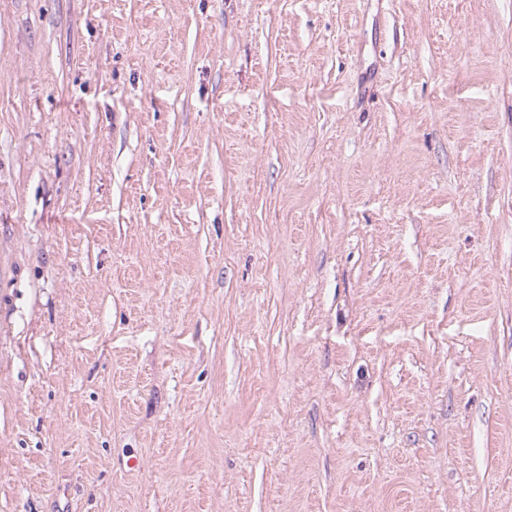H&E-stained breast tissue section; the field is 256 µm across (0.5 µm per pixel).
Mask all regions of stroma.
<instances>
[{
	"mask_svg": "<svg viewBox=\"0 0 512 512\" xmlns=\"http://www.w3.org/2000/svg\"><path fill=\"white\" fill-rule=\"evenodd\" d=\"M0 512H512V0H0Z\"/></svg>",
	"mask_w": 512,
	"mask_h": 512,
	"instance_id": "obj_1",
	"label": "stroma"
}]
</instances>
